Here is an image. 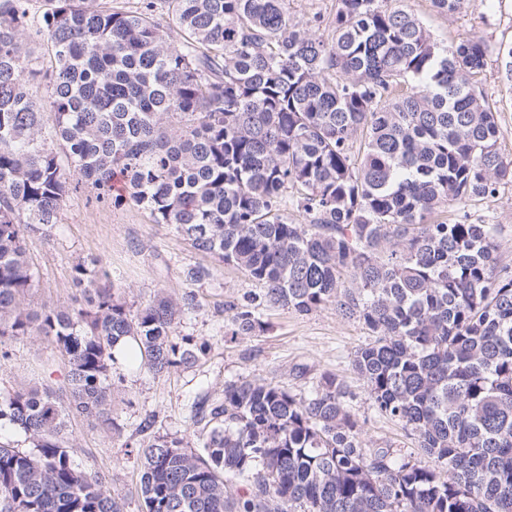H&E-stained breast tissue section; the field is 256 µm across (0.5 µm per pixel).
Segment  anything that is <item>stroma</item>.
Instances as JSON below:
<instances>
[{"label": "stroma", "mask_w": 512, "mask_h": 512, "mask_svg": "<svg viewBox=\"0 0 512 512\" xmlns=\"http://www.w3.org/2000/svg\"><path fill=\"white\" fill-rule=\"evenodd\" d=\"M408 4L442 43L449 45L474 34L487 41L490 52L478 90L496 108L499 145L512 158V78L506 77L503 62L512 49V0H486L485 5L448 16L433 11L429 0H408ZM468 219L473 224L497 225L499 261L512 268V183L500 184L495 196L470 206ZM27 250L37 273L36 286L24 301L31 310L78 306L82 294L71 270L78 262L92 259L101 260L110 270L120 286L121 300L130 309L160 293L174 298L188 292L196 296L197 309L183 316L173 336L177 342L188 337L205 346V355L195 365L157 377L145 367L121 363L112 404L121 433L112 434L79 416L68 423L72 459L83 470L104 478L124 512H140V470L134 448L140 421L153 416L155 431L184 437L192 447H200L197 402L223 396L225 380L238 376L272 382L297 394L321 374H334L348 388L347 403L361 425L366 452L391 448L420 457V448L402 425L374 410L367 385L353 367L356 351L369 340L367 331L334 307L308 315L268 308L263 312L266 332L227 341L224 328L229 317L224 303L253 289L247 274L196 252L173 226L153 223L149 213L137 206L97 202L88 188L67 199L51 240L29 238ZM195 263L207 265L212 276L192 286L181 271ZM5 345L9 358L0 363V396L20 387H47L57 396L66 395L67 367L52 339L34 334L6 340ZM298 365L306 367V377L293 375Z\"/></svg>", "instance_id": "stroma-1"}]
</instances>
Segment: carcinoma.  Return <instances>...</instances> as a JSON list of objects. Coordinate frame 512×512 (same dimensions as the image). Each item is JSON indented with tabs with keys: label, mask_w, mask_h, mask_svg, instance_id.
I'll return each mask as SVG.
<instances>
[{
	"label": "carcinoma",
	"mask_w": 512,
	"mask_h": 512,
	"mask_svg": "<svg viewBox=\"0 0 512 512\" xmlns=\"http://www.w3.org/2000/svg\"><path fill=\"white\" fill-rule=\"evenodd\" d=\"M337 4L325 39L288 0H0V340L51 338L69 385L64 402L37 388L0 399V427L31 445L0 440V512H123L71 458L67 418L117 429L120 341L156 375L205 353L172 341L193 295L132 311L99 259L72 268L78 307H22L26 240L51 236L82 185L248 273L259 293L224 304L233 338L266 331L265 308L332 305L361 322L373 341L354 368L422 451L366 454L334 374L300 394L239 377L198 403L199 451L139 425L141 512H512V272L497 225L448 217L512 182L476 90L489 45L440 44L405 0Z\"/></svg>",
	"instance_id": "1"
}]
</instances>
